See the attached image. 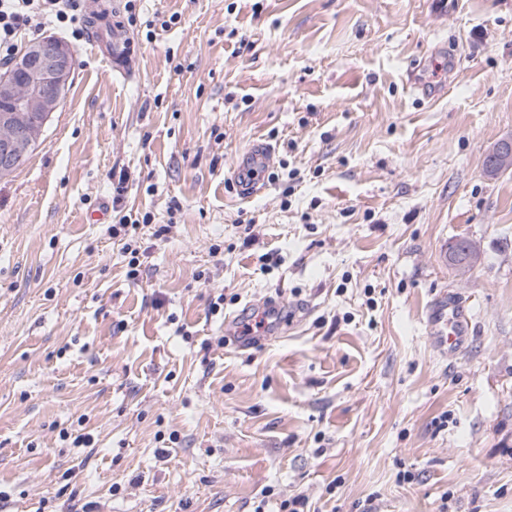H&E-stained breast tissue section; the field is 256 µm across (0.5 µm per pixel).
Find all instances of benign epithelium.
Here are the masks:
<instances>
[{"instance_id": "1", "label": "benign epithelium", "mask_w": 512, "mask_h": 512, "mask_svg": "<svg viewBox=\"0 0 512 512\" xmlns=\"http://www.w3.org/2000/svg\"><path fill=\"white\" fill-rule=\"evenodd\" d=\"M70 45L55 35L25 44L8 71L0 74V175L20 168L39 142L45 125L57 111L70 87L75 68ZM491 170L512 168V142L498 144L490 153ZM465 248L460 271L480 261L474 243L457 241L449 246Z\"/></svg>"}]
</instances>
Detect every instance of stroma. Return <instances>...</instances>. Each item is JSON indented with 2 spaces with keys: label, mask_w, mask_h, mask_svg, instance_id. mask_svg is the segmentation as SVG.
<instances>
[{
  "label": "stroma",
  "mask_w": 512,
  "mask_h": 512,
  "mask_svg": "<svg viewBox=\"0 0 512 512\" xmlns=\"http://www.w3.org/2000/svg\"><path fill=\"white\" fill-rule=\"evenodd\" d=\"M99 2L40 26L72 84L0 178V512H512V0ZM146 213L134 281L108 227ZM268 298L274 338L225 340ZM469 323L465 311L448 301L445 304L433 305L428 312L427 325L433 339L440 349H448L449 353L460 351L469 334Z\"/></svg>",
  "instance_id": "35a3bbf8"
}]
</instances>
